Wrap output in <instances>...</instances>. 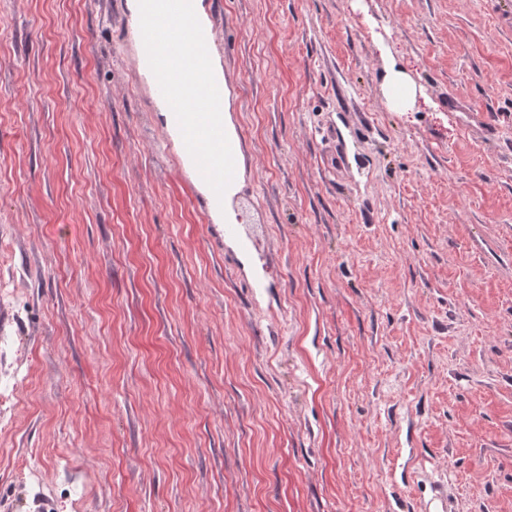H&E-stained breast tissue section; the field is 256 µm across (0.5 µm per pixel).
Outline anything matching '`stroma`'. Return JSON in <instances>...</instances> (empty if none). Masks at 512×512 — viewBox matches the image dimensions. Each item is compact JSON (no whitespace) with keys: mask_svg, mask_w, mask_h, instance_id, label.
<instances>
[{"mask_svg":"<svg viewBox=\"0 0 512 512\" xmlns=\"http://www.w3.org/2000/svg\"><path fill=\"white\" fill-rule=\"evenodd\" d=\"M200 5L236 234L131 0H0V512H512V0ZM385 89L390 108L395 112H410L414 107L417 89L410 80L408 74L397 67L395 62H390Z\"/></svg>","mask_w":512,"mask_h":512,"instance_id":"1","label":"stroma"}]
</instances>
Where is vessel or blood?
I'll return each instance as SVG.
<instances>
[{
    "instance_id": "vessel-or-blood-1",
    "label": "vessel or blood",
    "mask_w": 512,
    "mask_h": 512,
    "mask_svg": "<svg viewBox=\"0 0 512 512\" xmlns=\"http://www.w3.org/2000/svg\"><path fill=\"white\" fill-rule=\"evenodd\" d=\"M132 35L137 63L151 71L153 94L184 128L185 148L209 189L213 209L224 206V129L215 119L223 88L211 68L213 39H201L193 0H144ZM194 120H187V113Z\"/></svg>"
}]
</instances>
